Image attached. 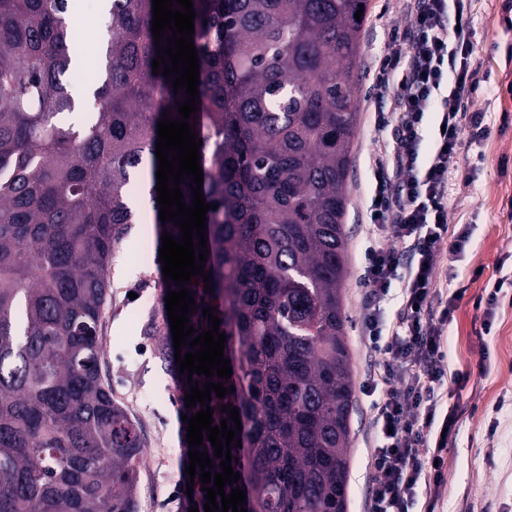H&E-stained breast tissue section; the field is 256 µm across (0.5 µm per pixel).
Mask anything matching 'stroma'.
Masks as SVG:
<instances>
[{"mask_svg": "<svg viewBox=\"0 0 512 512\" xmlns=\"http://www.w3.org/2000/svg\"><path fill=\"white\" fill-rule=\"evenodd\" d=\"M410 0H369L361 34V74L354 89L358 122L351 153L348 206L344 218L347 274L342 286L343 308L349 319L347 341L354 382L351 413L347 512H367L370 469L367 435L369 397L363 385L379 356L360 334L365 289L359 273L364 244L373 236L366 219L370 206V167L381 153L374 132L379 112L391 102L379 94L375 61L389 42L395 25L403 24ZM474 57L486 77V92L466 100L467 111H482L491 134L481 147L483 159L471 185L452 187L448 197L450 233L470 228L471 239L456 263L457 277L447 280L446 257L435 258L438 292L435 310H443L457 289L465 294L445 337L447 378L440 389L442 405L456 408V443L443 453V476L434 502L418 500L415 512H512V302L501 300L490 315L476 310L489 280L512 275V0H474ZM100 0H81L77 17L89 31L69 80L85 87L88 57L97 56L106 37ZM161 239L154 225L131 224L112 256L106 304L99 329L100 372L137 425L144 446L136 512H180L183 459L187 430L183 425L179 368L171 332L156 333L166 280L159 262Z\"/></svg>", "mask_w": 512, "mask_h": 512, "instance_id": "stroma-1", "label": "stroma"}]
</instances>
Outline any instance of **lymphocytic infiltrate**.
Listing matches in <instances>:
<instances>
[{"label":"lymphocytic infiltrate","instance_id":"f902f5d3","mask_svg":"<svg viewBox=\"0 0 512 512\" xmlns=\"http://www.w3.org/2000/svg\"><path fill=\"white\" fill-rule=\"evenodd\" d=\"M472 2L414 0L409 42L392 37L378 66L377 80L398 112L396 167L373 166L369 219L376 235L405 245L418 262L401 268L396 251L374 242L362 252L367 292L361 334L383 356L365 385L374 411L369 512H410L422 476L440 480L434 462L456 436L451 414L443 421L444 437L421 455L425 432L435 422L436 392L445 378L443 336L453 317L452 307L437 312L430 304L431 263L443 250L456 258L469 238L465 230L448 234L449 186L473 180L472 166L460 162L462 136L471 132L478 143L491 133L484 113L464 109L465 97L483 83L472 56ZM397 280L401 303L391 324L381 305Z\"/></svg>","mask_w":512,"mask_h":512}]
</instances>
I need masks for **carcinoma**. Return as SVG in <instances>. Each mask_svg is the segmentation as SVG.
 <instances>
[{
    "instance_id": "cac0c4a2",
    "label": "carcinoma",
    "mask_w": 512,
    "mask_h": 512,
    "mask_svg": "<svg viewBox=\"0 0 512 512\" xmlns=\"http://www.w3.org/2000/svg\"><path fill=\"white\" fill-rule=\"evenodd\" d=\"M207 261L193 336L232 366L248 512H345L354 391L342 219L367 0H191ZM108 40L77 123L69 0H0V512H134L142 440L100 375L98 329L129 186L157 121L152 0H105Z\"/></svg>"
}]
</instances>
